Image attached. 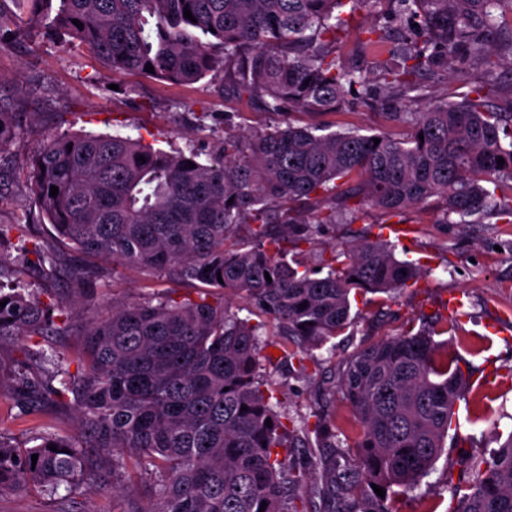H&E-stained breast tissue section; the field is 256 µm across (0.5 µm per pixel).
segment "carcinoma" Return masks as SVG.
Listing matches in <instances>:
<instances>
[{"label":"carcinoma","instance_id":"1","mask_svg":"<svg viewBox=\"0 0 512 512\" xmlns=\"http://www.w3.org/2000/svg\"><path fill=\"white\" fill-rule=\"evenodd\" d=\"M385 2L394 5L404 46L395 51L378 26L362 30L361 44L374 52L379 82L398 95L399 111L383 117L409 129L401 138L357 127L322 134L291 124L247 132L226 125L205 161L192 147L77 133L49 139L32 156L35 203L74 255L64 264L34 242L23 258L34 255L52 276L67 274L76 297L20 285L14 263L0 257V347L22 354L10 372L20 413L72 403L82 434L40 425L28 446L0 436V493L92 492L105 470L121 495L140 478L148 506L130 502L126 512H394L391 501L428 476L466 384L441 355L439 321L346 358L339 387L360 425L354 440L331 420L286 418L260 370L294 361L305 368L312 351L352 327V291L396 292L421 277L386 242L334 249L316 269L305 264L302 246L320 225L366 205L401 224L405 209L433 197L445 201L442 224L486 215L512 223V112L489 105L486 92L512 63L489 52L505 0H0V53L48 31L79 42L106 78L137 73L187 85L219 73L214 92L225 98L256 100L270 113L334 112L366 86L336 44L358 12ZM474 60L485 66L484 82L458 100L417 108L419 76H451ZM19 117L0 102V144L16 135ZM252 223L249 237L236 238ZM28 230L1 224L0 248L14 237L26 242ZM99 258L197 282V297L114 302L88 325L77 359L47 352L46 338L72 335ZM231 297L272 317L292 346L277 359L261 355L264 324L229 311ZM300 433L318 449L301 497L295 490L307 464L281 459ZM463 464L455 512H512V435Z\"/></svg>","mask_w":512,"mask_h":512}]
</instances>
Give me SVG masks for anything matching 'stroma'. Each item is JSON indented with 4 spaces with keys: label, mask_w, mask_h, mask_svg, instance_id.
Returning a JSON list of instances; mask_svg holds the SVG:
<instances>
[{
    "label": "stroma",
    "mask_w": 512,
    "mask_h": 512,
    "mask_svg": "<svg viewBox=\"0 0 512 512\" xmlns=\"http://www.w3.org/2000/svg\"><path fill=\"white\" fill-rule=\"evenodd\" d=\"M102 65L78 45L40 36L0 54V98L21 114V131L0 146V224L29 220L33 240L57 249L53 231L33 202L27 176L31 156L47 140L62 133L135 137L152 133L168 150L194 145L202 155L215 150L226 113L241 130L273 124L318 125L331 131L358 127L374 132L390 128L380 115L379 99L354 98L336 112H265L259 104L230 103L213 91L217 76L177 86L143 75L102 78ZM483 67L473 63L454 76L423 75L424 104L466 91L481 82ZM440 199L428 209H409L404 219L411 233L398 242V259L418 262L424 273L416 286L397 294H361L352 302L353 327L336 337L334 350L315 351L305 368L267 369L290 419H314L325 413L358 436L349 405L335 393L343 361L362 345L421 328L432 317H447L448 299L461 296L469 314L458 331L442 334L441 350L458 362L465 376L484 375L489 366L512 368V224L488 216L477 224L437 223ZM384 217L363 208L350 224L325 225L308 245L305 258L315 264L331 247H349L383 233ZM104 277L83 304L78 317L85 324L108 310L113 301H135L149 292L187 295L183 286L148 278L136 270L104 261ZM34 423L21 415L9 388L0 389V436L27 444ZM512 434V390L466 393L457 402L445 451L411 500H397V512H452L460 477L461 454H483ZM124 502L113 496L112 481L101 477L95 492L50 497L35 490L0 493V512H120Z\"/></svg>",
    "instance_id": "obj_1"
}]
</instances>
